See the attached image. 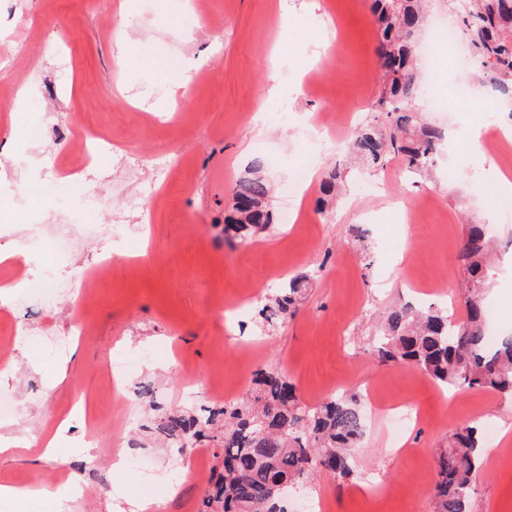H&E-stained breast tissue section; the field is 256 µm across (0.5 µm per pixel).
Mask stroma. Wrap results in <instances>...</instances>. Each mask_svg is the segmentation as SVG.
<instances>
[{"mask_svg":"<svg viewBox=\"0 0 512 512\" xmlns=\"http://www.w3.org/2000/svg\"><path fill=\"white\" fill-rule=\"evenodd\" d=\"M120 0H0V72L10 90L27 87L28 99L0 129L15 142L0 166L24 168L18 184L23 205L0 210V289L16 276L14 256L20 236L37 240L47 217L28 189L37 183L64 147L61 140L37 136L48 117L66 124L81 113L94 130L114 142L135 144L146 169L128 179L122 155L104 156L91 179L73 178L71 194L104 191L110 180L126 182L152 215L150 262L131 272L116 261L96 288L89 307L90 333L75 337L73 352L55 358L44 336L71 328L68 299L45 308L32 303L20 310L0 302V341L11 331L30 329L24 348L16 350L0 393L13 397L18 410L0 419V432L18 445L0 453V485L26 492L49 486L54 472L79 474L90 495H76L67 512H124L127 500L151 502L152 512H201L204 485L192 478L168 481L171 468L185 466L187 452L145 446L153 458L151 477L134 469H113L109 454L117 438L132 439L121 402L104 398L99 363L107 352L130 354L153 347L158 361H143L130 378L140 410L150 402L170 412L204 405L210 374L224 378L228 401L252 385L255 371L278 368L295 383L306 404L334 390L352 387L367 395L377 387L381 403L367 419L366 436L357 449L356 471L337 480L321 473L301 482L288 499V512H300L304 499L321 501L322 512H433L430 492L436 458L456 427L476 421L492 426L499 437L485 447V463L475 483L471 512H512V400L485 389L449 391L406 366L378 365L367 349L380 312L408 301L437 297L446 288L458 302L457 253L469 225L482 224L494 240L488 258L489 301L502 332L512 331V220L499 221L496 176L512 174V141L501 153L469 155L459 133L483 125L494 112L502 126L512 113L499 110L490 85L478 84L469 100L451 103L448 116L426 114L451 139L434 176L413 180L400 159H389L370 177L383 180L375 195L361 192L368 175L351 171L342 204L318 212L316 182L304 185L297 219L275 223L265 234L243 242L224 235V212L238 178L257 156L278 157L267 175L275 188L274 214L286 201L281 193L289 168L310 147L303 135L311 119L326 112H350L355 122L371 120L382 80L377 55L378 31L370 0H209L222 28L205 21L184 25V0H140L129 39L140 54L117 70L116 43L110 20ZM288 52V81L307 77L309 89L290 104L295 121L283 128L267 122L256 134L255 113L270 107V55L275 41ZM323 50L313 72L302 68L300 46ZM203 61L202 87H189L174 100L154 101L152 91L171 87L184 65ZM177 175L164 181L162 172ZM138 216L122 197L112 199V213H86L88 241L63 264L64 278L81 282L100 254L115 248V228ZM362 225L365 243L349 227ZM323 265L298 313L278 331L263 335L253 326L215 311L213 302L233 303L259 294L277 279ZM196 369L195 397H188L177 367ZM150 393H143V386ZM84 395L98 418L102 442L92 455L75 452L82 420L71 419L76 395ZM392 402L412 404L418 419L396 439L384 420ZM71 424L54 454L43 455L63 418Z\"/></svg>","mask_w":512,"mask_h":512,"instance_id":"1","label":"stroma"}]
</instances>
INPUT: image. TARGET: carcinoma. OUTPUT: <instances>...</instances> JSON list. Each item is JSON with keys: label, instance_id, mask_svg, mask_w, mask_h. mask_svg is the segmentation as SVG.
Here are the masks:
<instances>
[{"label": "carcinoma", "instance_id": "obj_1", "mask_svg": "<svg viewBox=\"0 0 512 512\" xmlns=\"http://www.w3.org/2000/svg\"><path fill=\"white\" fill-rule=\"evenodd\" d=\"M469 47L468 64L512 105V0H450ZM371 12L380 44L378 57L385 85L372 121L350 137L349 153L358 164L376 171L390 155L401 157L413 175L435 170L444 132L422 122L417 99L422 90L414 72L417 34L423 26L421 0H372ZM343 171L336 165L322 178L321 205L337 196ZM224 218V233L246 241L273 224L265 161H251L234 190ZM491 240L478 224L468 227L459 249L465 312L440 306L390 307L370 343L378 363H400L427 374L439 386L493 390L512 398V336L492 344L486 334V256ZM323 266L271 289L257 315L268 325L293 317L306 289ZM363 401L356 393L330 395L306 405L295 386L278 370L254 374L253 388L241 401L219 409L201 408L188 415L157 421L158 436L191 448L214 438L222 448L223 469L203 503L206 512H288L276 484L300 482L324 468L344 479L354 472L355 449L365 436ZM484 437L477 423L448 436L437 459L434 512H470L475 480L483 462Z\"/></svg>", "mask_w": 512, "mask_h": 512}]
</instances>
